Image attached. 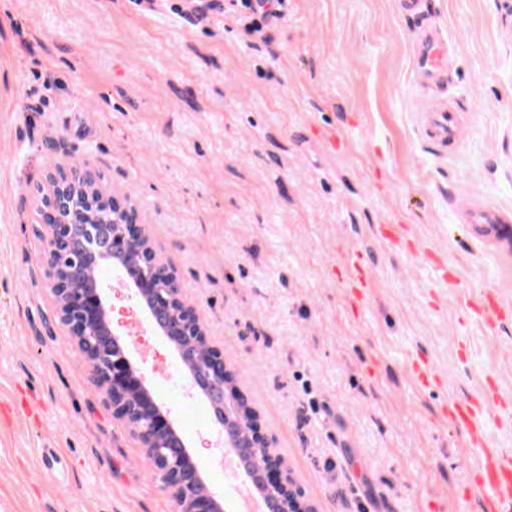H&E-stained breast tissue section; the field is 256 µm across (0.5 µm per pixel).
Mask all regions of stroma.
Returning a JSON list of instances; mask_svg holds the SVG:
<instances>
[{
	"label": "stroma",
	"mask_w": 512,
	"mask_h": 512,
	"mask_svg": "<svg viewBox=\"0 0 512 512\" xmlns=\"http://www.w3.org/2000/svg\"><path fill=\"white\" fill-rule=\"evenodd\" d=\"M209 0H0V512H174L54 317L36 191L87 164L128 195L317 512H479L474 451L442 415L494 384L488 439L512 449V250L468 211L512 216V0H424L448 40L417 81L398 0H288L244 35ZM450 100L462 140L420 131ZM404 225L420 251L390 248ZM363 253L367 299L347 286ZM455 284L439 283L441 269ZM112 320L227 512H240L209 405L183 398L173 347L109 268ZM440 380L418 389L410 365Z\"/></svg>",
	"instance_id": "1"
}]
</instances>
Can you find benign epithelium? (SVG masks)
Masks as SVG:
<instances>
[{"label":"benign epithelium","instance_id":"1","mask_svg":"<svg viewBox=\"0 0 512 512\" xmlns=\"http://www.w3.org/2000/svg\"><path fill=\"white\" fill-rule=\"evenodd\" d=\"M40 194L39 234L46 242L45 277L56 316L84 355L112 417L139 439L177 512H223V504L209 491L167 410L153 396L148 375L114 332L112 306L103 281L90 273L93 267L112 266L149 318L162 317L156 328L176 349L193 389L210 403L224 447L246 456L252 481L275 512H316L283 473L256 413L238 394L222 353L210 344L208 328L185 300L176 273L154 250L130 198L103 191L95 175L76 164L49 175ZM480 231L512 246V228L505 224H483Z\"/></svg>","mask_w":512,"mask_h":512}]
</instances>
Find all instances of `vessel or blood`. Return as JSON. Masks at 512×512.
<instances>
[{
	"label": "vessel or blood",
	"mask_w": 512,
	"mask_h": 512,
	"mask_svg": "<svg viewBox=\"0 0 512 512\" xmlns=\"http://www.w3.org/2000/svg\"><path fill=\"white\" fill-rule=\"evenodd\" d=\"M448 58V45L437 30L425 31L419 41L413 65L426 80L441 76ZM422 131L427 140L439 147L457 141L459 130L454 109L447 101L435 100L422 110ZM484 404L458 402L452 405L450 420L465 430L475 451L470 478L481 491L482 512H512V451L487 446L479 421Z\"/></svg>",
	"instance_id": "obj_1"
}]
</instances>
